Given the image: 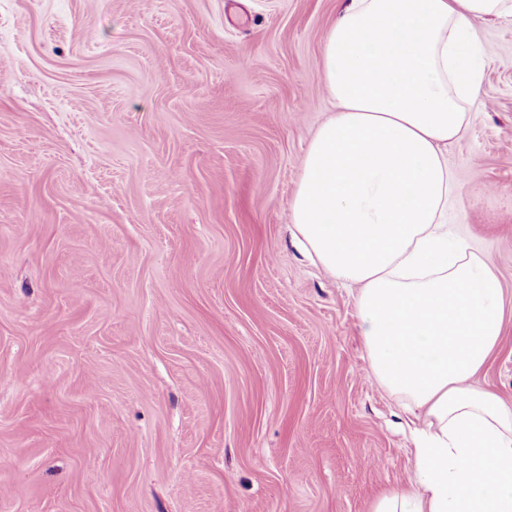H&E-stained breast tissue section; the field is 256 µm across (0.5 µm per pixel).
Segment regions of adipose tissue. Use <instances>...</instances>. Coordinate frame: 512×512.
<instances>
[{"label": "adipose tissue", "instance_id": "obj_1", "mask_svg": "<svg viewBox=\"0 0 512 512\" xmlns=\"http://www.w3.org/2000/svg\"><path fill=\"white\" fill-rule=\"evenodd\" d=\"M512 0H346L321 50L335 103L290 202L300 249L354 288L373 378L413 426L415 484L372 512H512V407L476 376L505 310L485 257L449 237L450 144L483 80L475 23Z\"/></svg>", "mask_w": 512, "mask_h": 512}]
</instances>
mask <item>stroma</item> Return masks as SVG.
<instances>
[{
	"label": "stroma",
	"mask_w": 512,
	"mask_h": 512,
	"mask_svg": "<svg viewBox=\"0 0 512 512\" xmlns=\"http://www.w3.org/2000/svg\"><path fill=\"white\" fill-rule=\"evenodd\" d=\"M340 0H0V512H371L406 416L289 205ZM448 227L495 268L512 405V21Z\"/></svg>",
	"instance_id": "35a3bbf8"
}]
</instances>
